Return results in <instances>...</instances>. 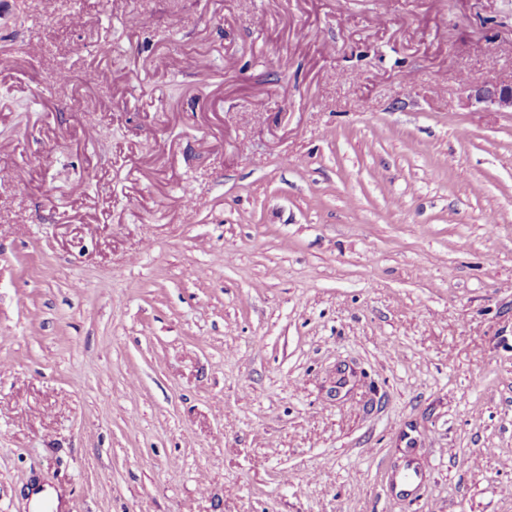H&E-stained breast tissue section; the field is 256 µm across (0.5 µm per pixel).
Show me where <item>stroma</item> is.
<instances>
[{
    "instance_id": "obj_1",
    "label": "stroma",
    "mask_w": 512,
    "mask_h": 512,
    "mask_svg": "<svg viewBox=\"0 0 512 512\" xmlns=\"http://www.w3.org/2000/svg\"><path fill=\"white\" fill-rule=\"evenodd\" d=\"M1 54L0 512H512V0H0ZM476 96L482 101L497 105L512 112V82L494 83L478 89Z\"/></svg>"
}]
</instances>
